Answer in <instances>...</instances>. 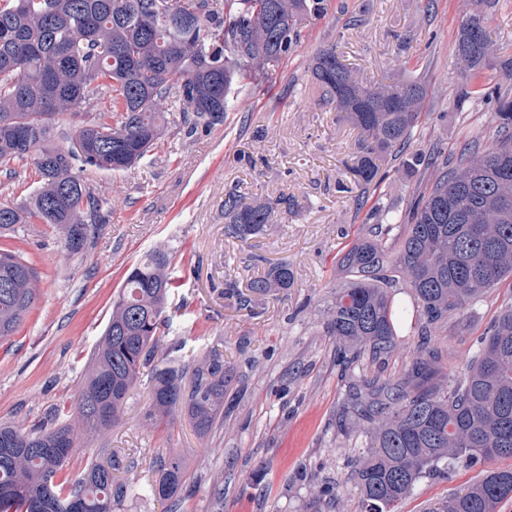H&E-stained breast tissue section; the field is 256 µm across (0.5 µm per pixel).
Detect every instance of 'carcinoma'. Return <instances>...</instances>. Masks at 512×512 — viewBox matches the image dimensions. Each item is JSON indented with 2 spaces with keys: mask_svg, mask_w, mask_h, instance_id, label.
<instances>
[{
  "mask_svg": "<svg viewBox=\"0 0 512 512\" xmlns=\"http://www.w3.org/2000/svg\"><path fill=\"white\" fill-rule=\"evenodd\" d=\"M330 0H0V175L17 176L15 161L39 175L28 200L0 193V233L19 224H48L64 257L80 254L93 229L106 223L103 191L82 177L88 168L119 171L144 160L174 126L194 130L224 121L248 79L270 81L294 51L300 23L320 18ZM484 23L462 19L457 65L459 96L494 99L499 139L471 143L458 161L442 162L419 196L397 242L370 224L336 256L335 295L326 333L354 361L385 360L403 341L392 292L414 296L423 342L397 378L360 377L339 418L366 437L352 466L361 512H394L414 485L455 466L512 459V304L505 306L464 368L448 377L436 342L448 322L512 278V97L490 92L481 70L492 51ZM312 75L328 100L367 141L351 168L363 206L380 161L402 154L417 126L428 88L414 79L368 86L355 79L333 47L313 57ZM76 119L67 144L55 142L53 119ZM280 196L248 205L224 195V236L241 242L263 232L276 212L294 209ZM172 249L158 242L114 295L104 332L84 371L75 407L51 406L24 426L0 423V512H121L145 491L172 500L186 483L178 455L156 461L157 477L142 487L112 476V460L87 461L81 476L64 474L78 437H103L143 377L151 386L146 418L169 423L183 414L204 437L230 417L231 365L213 347L184 372L174 353L156 363L176 282ZM34 269L0 249V340L13 335L38 298ZM294 284L286 263L247 285L231 284L242 307ZM316 501L338 499L339 485L315 482ZM512 498V468L493 469L433 512H496Z\"/></svg>",
  "mask_w": 512,
  "mask_h": 512,
  "instance_id": "cac0c4a2",
  "label": "carcinoma"
}]
</instances>
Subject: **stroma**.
Masks as SVG:
<instances>
[{
    "label": "stroma",
    "mask_w": 512,
    "mask_h": 512,
    "mask_svg": "<svg viewBox=\"0 0 512 512\" xmlns=\"http://www.w3.org/2000/svg\"><path fill=\"white\" fill-rule=\"evenodd\" d=\"M476 0H331L327 14L301 22V38L274 79L262 86L243 80L238 102L222 125L188 132L174 129L144 161L106 172L86 170L104 186L106 223L89 247L64 259L63 243L46 224H22L0 237V248L20 254L38 273L39 297L7 341L0 342V421L33 422L52 404H73L83 370L107 323L112 296L129 268L162 240L173 252L178 288L168 311L161 349L182 345V363L211 348L234 369L233 414L224 427L199 437L181 416L152 427L145 420L150 387L134 389L116 426L100 440H80L67 472L77 476L88 458L112 453L119 479L147 473L162 457L181 455L187 481L179 512H360L347 481L365 438L341 427L337 412L360 376L401 374L417 347V334L385 362L346 367L336 340L324 332L323 312L333 296L332 261L365 221L352 178L360 132L326 103L311 75L313 57L335 47L339 59L365 85L410 73L429 88L409 153L439 147L454 157L474 139H491L495 105L460 100L456 39ZM488 31L495 48L482 70L487 88L512 93V71L499 48L512 46V0H496ZM433 175L412 169L400 181L385 178L370 199L407 223L412 204ZM244 203L295 201L291 213L263 234L240 242L224 235V195ZM285 263L292 288L239 308L224 294ZM512 300L506 283L477 302L466 320L450 321L439 336L452 366L480 346L502 305ZM512 466L498 458L456 467L421 480L398 512H431L434 505L482 478ZM224 473V499L216 501L209 468ZM344 484L336 505L313 502L312 476Z\"/></svg>",
    "instance_id": "1"
}]
</instances>
